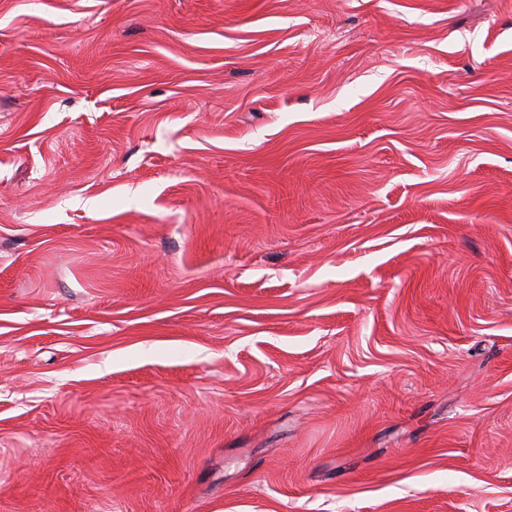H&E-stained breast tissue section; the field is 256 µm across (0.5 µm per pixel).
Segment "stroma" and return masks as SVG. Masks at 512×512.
Returning <instances> with one entry per match:
<instances>
[{
	"label": "stroma",
	"instance_id": "1",
	"mask_svg": "<svg viewBox=\"0 0 512 512\" xmlns=\"http://www.w3.org/2000/svg\"><path fill=\"white\" fill-rule=\"evenodd\" d=\"M0 512H512V0H0Z\"/></svg>",
	"mask_w": 512,
	"mask_h": 512
}]
</instances>
